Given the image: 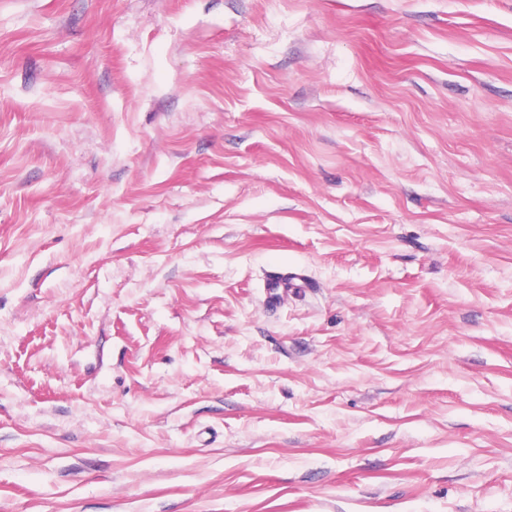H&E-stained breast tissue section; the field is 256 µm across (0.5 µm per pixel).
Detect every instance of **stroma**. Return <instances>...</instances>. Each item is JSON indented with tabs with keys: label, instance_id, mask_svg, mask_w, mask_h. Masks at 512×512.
<instances>
[{
	"label": "stroma",
	"instance_id": "obj_1",
	"mask_svg": "<svg viewBox=\"0 0 512 512\" xmlns=\"http://www.w3.org/2000/svg\"><path fill=\"white\" fill-rule=\"evenodd\" d=\"M0 512H512V0H0Z\"/></svg>",
	"mask_w": 512,
	"mask_h": 512
}]
</instances>
